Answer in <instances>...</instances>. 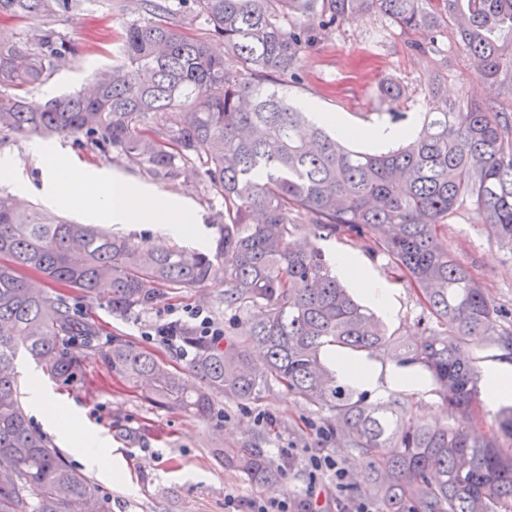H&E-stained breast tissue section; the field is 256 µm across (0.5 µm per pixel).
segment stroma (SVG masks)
<instances>
[{
    "instance_id": "35a3bbf8",
    "label": "stroma",
    "mask_w": 512,
    "mask_h": 512,
    "mask_svg": "<svg viewBox=\"0 0 512 512\" xmlns=\"http://www.w3.org/2000/svg\"><path fill=\"white\" fill-rule=\"evenodd\" d=\"M142 18L139 0H82L78 10L56 15L53 25L75 44L76 55L47 84L31 89L29 101L41 104L49 95L77 91L97 71L111 67L121 57L124 28ZM417 39V34L402 32L378 13L334 26L321 33L317 45L303 55L302 81L289 86L288 97L297 105L315 101L323 111L360 128L380 122L414 133L420 129L427 109L425 77L435 72L449 101L490 100L498 111L512 114V91L489 86L460 43L455 24L442 27L435 49L429 53L411 49V42ZM365 71L375 72V84H361L360 75ZM388 82L400 86L399 98L382 99L381 86ZM51 143L70 153L80 166L188 199L198 212L207 238L216 240L214 217L223 211L224 200L207 186L199 164H179L174 178L160 180L117 153L77 146L70 137L57 136ZM30 144L27 138L0 135V156H11L16 164L13 179L0 183V188L20 192L23 201L89 223L85 210L62 205L43 189L41 164L30 153ZM320 246L331 260L341 252L350 255L370 280L385 289L393 308L386 320L389 329L398 331L406 341H418L422 330L418 297L412 288L395 281L383 258L372 257L357 239L331 238L321 241ZM448 246L486 288L494 308L512 320V250L489 238L483 226L477 224L470 202H463L449 216ZM223 294L224 283L215 278L189 292L164 290L148 308L122 317L113 315L108 301L101 297L77 293L73 301L98 325L100 342H131L186 372L190 361L148 340L145 332L163 322V311L170 306L204 308L216 322L232 327L234 318L224 311ZM370 362L377 373L376 384L369 391L371 399L396 393L408 398L412 417L445 420V408L430 385L408 383L410 368L399 366L383 353L373 355ZM41 381L56 400L70 404L89 422L91 430L120 454V465L126 468L129 482L112 480L95 469L89 472L111 494L112 512H225L224 498L228 495L240 502L287 495L301 499L308 484L305 459L316 449L335 457L347 470L350 495H370L363 481L364 456L355 449L337 447L334 441H319L317 431L324 427L327 412L309 407L282 386H270L248 402L222 399L224 416L216 431L211 424L179 410L153 406L146 399L145 388L129 386L98 362L87 364L74 383L63 384L46 375ZM216 433L221 434L225 447L250 444L262 448L275 464L284 448L293 449L294 458L279 482L258 487L244 473L221 467L213 460L212 436Z\"/></svg>"
}]
</instances>
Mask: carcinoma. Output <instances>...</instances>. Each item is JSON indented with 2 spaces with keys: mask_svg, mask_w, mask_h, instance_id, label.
I'll list each match as a JSON object with an SVG mask.
<instances>
[{
  "mask_svg": "<svg viewBox=\"0 0 512 512\" xmlns=\"http://www.w3.org/2000/svg\"><path fill=\"white\" fill-rule=\"evenodd\" d=\"M0 0V18L33 21L27 44L0 40V133L64 134L168 179L196 160L224 198L210 253L65 219L0 192V512H112V499L31 426L14 367L19 348L65 382L93 360L148 390L146 399L212 422L219 398L258 397L277 384L334 415L336 441L368 460L365 480L381 512H512V448L469 427L481 377L479 348L512 350L485 288L448 249V216L463 200L489 237L512 248V117L488 101L448 105L430 74L428 112L413 138L378 152L348 148L290 103L280 86L301 78L303 53L330 26L382 14L434 47L457 20L461 44L489 84L512 78V0H142L150 18L125 28L121 62L75 94L45 105L10 93L41 85L75 54L46 23L63 3ZM192 19L224 40L184 36ZM310 226L312 239L296 237ZM358 239L420 299L417 344L389 330L337 279L319 239ZM220 275L224 311L241 319L220 344L189 329L187 380L167 362L99 329L67 291L102 296L122 316L163 288H199ZM56 288L58 292L51 293ZM383 352L416 367L448 410L447 423L413 422L399 396L370 399L323 362L330 348ZM213 455L264 486L282 471L264 450Z\"/></svg>",
  "mask_w": 512,
  "mask_h": 512,
  "instance_id": "obj_1",
  "label": "carcinoma"
}]
</instances>
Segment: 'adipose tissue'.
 I'll return each instance as SVG.
<instances>
[{"mask_svg": "<svg viewBox=\"0 0 512 512\" xmlns=\"http://www.w3.org/2000/svg\"><path fill=\"white\" fill-rule=\"evenodd\" d=\"M31 152L42 163L50 193L63 204L94 210L109 224H146L156 220L174 237L195 231L197 214L177 196L108 178L103 172L80 167L65 153L41 144L32 145ZM29 400L49 422L60 424L63 440L73 456L87 466L111 470L116 478H123V471L112 468L113 455L108 442L90 431L70 405L56 403L35 380L29 385Z\"/></svg>", "mask_w": 512, "mask_h": 512, "instance_id": "ef3b65f1", "label": "adipose tissue"}]
</instances>
